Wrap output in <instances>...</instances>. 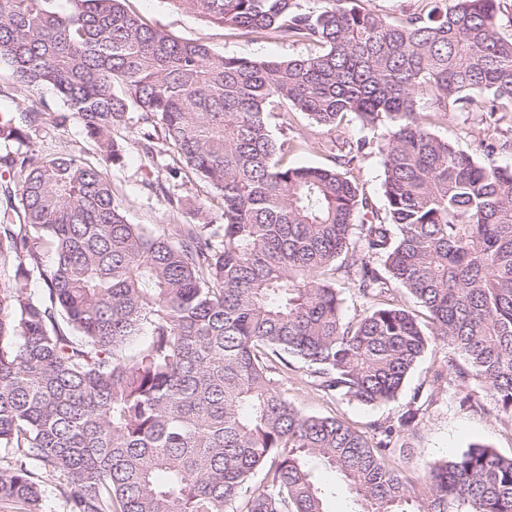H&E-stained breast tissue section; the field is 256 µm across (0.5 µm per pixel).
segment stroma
<instances>
[{"label": "stroma", "mask_w": 512, "mask_h": 512, "mask_svg": "<svg viewBox=\"0 0 512 512\" xmlns=\"http://www.w3.org/2000/svg\"><path fill=\"white\" fill-rule=\"evenodd\" d=\"M128 10L139 15L151 26L186 42L206 45L219 57L246 59H288L311 53L307 44H296L265 35L239 34L237 31L208 23L202 17L177 9L171 0H127ZM39 100L51 112L63 111L62 101L48 87L35 90L15 88L7 69H0V111H19L31 100ZM138 112H130L127 124L119 136L125 142L120 163L112 165L110 176L117 204L130 223L154 229H174L180 224L194 223V212L200 206H210L212 193L208 186L188 173L170 178L166 167L175 156L171 145L157 141L154 159L144 157L141 146V125ZM421 120L438 137L464 150L474 149L480 139L492 129L482 121L480 112L448 110L431 113L422 108ZM269 124L273 135L288 134L295 141L311 139L320 148L314 152L297 151L290 162L297 165L328 166L333 164L343 146L365 140V150L347 167L348 178L354 181L377 215H384L383 164L378 146L383 126L367 127L355 115H346L335 130L317 126L300 112L271 113ZM158 175L170 188V198L152 193L145 184L147 173ZM448 347L431 341L428 350L408 376L401 392L391 402L364 406L352 401L331 398L316 391L310 384L306 367L292 361L283 370L279 384L298 409L308 415L333 416L345 421L368 438H376L375 424H395L410 409L416 395L430 397L431 403L416 424L399 435L400 450L390 457L391 466L401 470L411 481L416 494H424L426 485L422 467L425 463L444 458L479 441L512 456V421L498 414L493 401L485 393H476L474 403L460 406L449 400L446 392L437 388L433 373L448 360Z\"/></svg>", "instance_id": "stroma-1"}]
</instances>
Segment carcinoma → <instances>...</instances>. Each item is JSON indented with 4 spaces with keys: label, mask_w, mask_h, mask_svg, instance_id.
I'll return each mask as SVG.
<instances>
[{
    "label": "carcinoma",
    "mask_w": 512,
    "mask_h": 512,
    "mask_svg": "<svg viewBox=\"0 0 512 512\" xmlns=\"http://www.w3.org/2000/svg\"><path fill=\"white\" fill-rule=\"evenodd\" d=\"M57 2L0 0V67L67 106L0 112V145L27 147L0 154V501L41 512L49 472L67 512H325L322 467L358 512H512V457L471 443L427 465L419 498L387 462L394 425L374 443L302 413L277 380L292 358L325 395L383 404L433 335L466 362L448 359L436 380L463 406L477 383L512 420L508 0H418L397 21L358 0H171L317 48L284 61L215 57L125 0ZM476 98L499 135L471 151L420 119L422 99L437 113ZM281 107L328 130L347 114L389 121L386 217L361 221L358 241L369 204L344 172L354 157L290 164L316 144L273 136ZM132 109L145 152L158 136L172 144L170 177L206 182L224 223L202 207L175 237L128 222L108 168ZM75 117L96 159L68 142L31 148ZM338 273L366 305L357 319L343 317ZM395 285L431 332L390 302Z\"/></svg>",
    "instance_id": "obj_1"
}]
</instances>
